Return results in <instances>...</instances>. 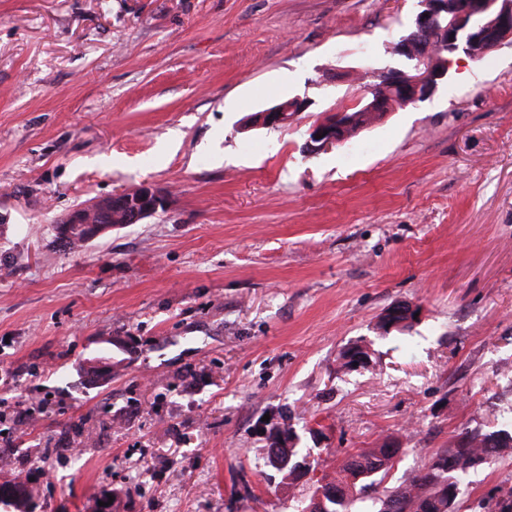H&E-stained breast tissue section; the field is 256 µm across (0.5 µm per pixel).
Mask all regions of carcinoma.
<instances>
[{"label":"carcinoma","mask_w":512,"mask_h":512,"mask_svg":"<svg viewBox=\"0 0 512 512\" xmlns=\"http://www.w3.org/2000/svg\"><path fill=\"white\" fill-rule=\"evenodd\" d=\"M383 116L382 112L371 115L353 108L345 113L344 118L354 119L349 128L353 136ZM397 452L396 448H387V442L384 441L374 448H360L347 454L336 466V476L328 481V485L336 491V504L332 512H352L355 499L368 488V473L374 470L380 478H385L396 464L393 457ZM510 452L512 428L506 425L489 431H463L453 447L436 453L410 480L386 488L384 498L398 504L396 512H420L421 501L435 498L438 484L444 483L446 487L456 489L461 476L476 465ZM306 455V450L294 444L284 447L279 442L270 444L267 451L270 465L286 464L290 474ZM356 472L365 475V478L358 482L352 481L351 477ZM2 492L9 496L16 512H29V497L22 483L3 482L0 484Z\"/></svg>","instance_id":"1"}]
</instances>
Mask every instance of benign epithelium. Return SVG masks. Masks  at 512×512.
Segmentation results:
<instances>
[{"instance_id": "1", "label": "benign epithelium", "mask_w": 512, "mask_h": 512, "mask_svg": "<svg viewBox=\"0 0 512 512\" xmlns=\"http://www.w3.org/2000/svg\"><path fill=\"white\" fill-rule=\"evenodd\" d=\"M420 10L414 30L394 45V51L411 61L407 70L386 71L381 85L372 86L370 96L360 104L362 112H391L397 105L407 106L428 99L448 73V53L463 51L469 57H483L505 43L512 44V0H472L453 9L448 0H419ZM307 103L299 98L282 101L261 111L257 125L279 127L291 120L289 113L303 112ZM345 141L344 125L322 120L312 125L303 149L318 153ZM170 207L167 192L149 183L114 193L71 209L62 224L83 225L90 242L112 226H99L94 213L106 215L115 210L125 213V223L139 224ZM416 307L393 306L384 312L391 327L412 321Z\"/></svg>"}]
</instances>
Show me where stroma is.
<instances>
[{"mask_svg": "<svg viewBox=\"0 0 512 512\" xmlns=\"http://www.w3.org/2000/svg\"><path fill=\"white\" fill-rule=\"evenodd\" d=\"M418 0H0V483L34 512H295L274 428L325 473L400 448L399 485L512 421V46L425 101L301 145L377 74ZM299 98L276 128L246 118ZM150 183L169 211L75 250V205ZM399 303L408 327L380 335ZM355 342L372 364L340 367ZM109 370L101 381L87 372ZM512 490V454L458 486ZM329 115H336V113H331ZM337 116L338 115L330 121H326V118L324 117L322 121L316 122L309 128L307 138L303 144L305 153H318L330 146L340 144L345 141V126L344 124L336 123ZM324 131H327V134H324ZM316 134L320 135V139H316Z\"/></svg>", "mask_w": 512, "mask_h": 512, "instance_id": "1", "label": "stroma"}]
</instances>
